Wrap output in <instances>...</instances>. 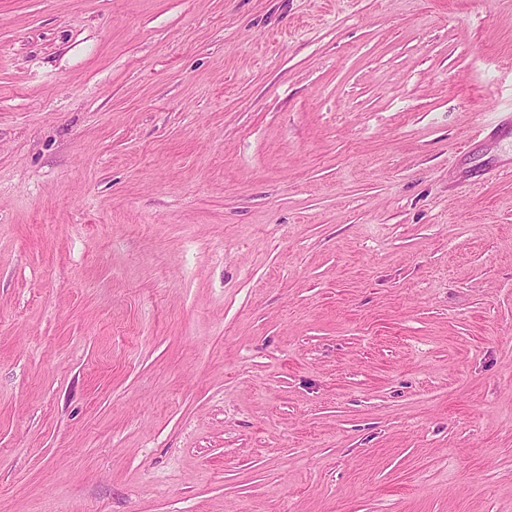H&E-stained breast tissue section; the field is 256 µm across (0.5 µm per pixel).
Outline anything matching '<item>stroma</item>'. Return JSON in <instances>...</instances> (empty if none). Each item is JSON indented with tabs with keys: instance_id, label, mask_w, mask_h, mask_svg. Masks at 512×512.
<instances>
[{
	"instance_id": "35a3bbf8",
	"label": "stroma",
	"mask_w": 512,
	"mask_h": 512,
	"mask_svg": "<svg viewBox=\"0 0 512 512\" xmlns=\"http://www.w3.org/2000/svg\"><path fill=\"white\" fill-rule=\"evenodd\" d=\"M512 0H0V512H512Z\"/></svg>"
}]
</instances>
